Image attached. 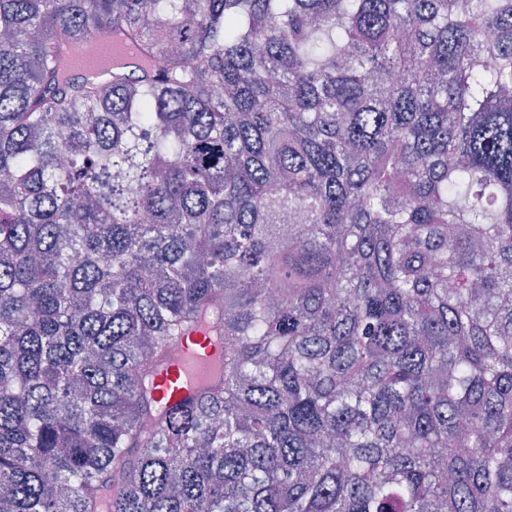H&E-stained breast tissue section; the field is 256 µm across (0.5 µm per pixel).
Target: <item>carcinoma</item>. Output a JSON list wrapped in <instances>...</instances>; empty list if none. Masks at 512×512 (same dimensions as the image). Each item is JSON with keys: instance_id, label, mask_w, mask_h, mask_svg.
<instances>
[{"instance_id": "1", "label": "carcinoma", "mask_w": 512, "mask_h": 512, "mask_svg": "<svg viewBox=\"0 0 512 512\" xmlns=\"http://www.w3.org/2000/svg\"><path fill=\"white\" fill-rule=\"evenodd\" d=\"M0 512H512V0H0ZM100 41L96 42V52L83 57L76 65L86 76H108V62H111L112 58L116 56H121L125 59H135L134 56L129 55L123 50L124 45L115 38L112 39L111 37ZM198 335L189 337V342L181 339L173 358L157 375V395L165 399L167 405L194 394L222 376L218 349L211 343L203 346L205 340Z\"/></svg>"}]
</instances>
